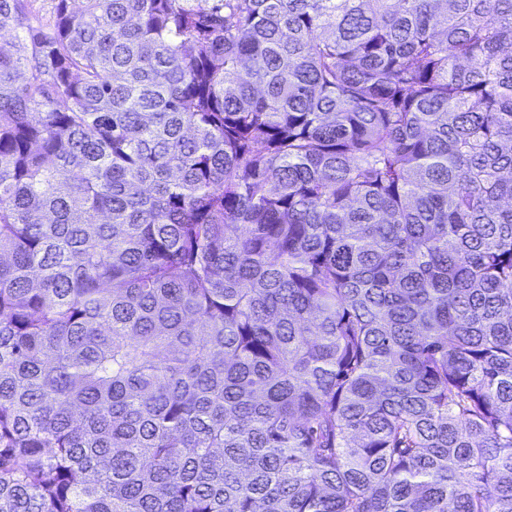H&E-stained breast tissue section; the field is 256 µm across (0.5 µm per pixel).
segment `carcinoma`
Listing matches in <instances>:
<instances>
[{"instance_id": "obj_1", "label": "carcinoma", "mask_w": 512, "mask_h": 512, "mask_svg": "<svg viewBox=\"0 0 512 512\" xmlns=\"http://www.w3.org/2000/svg\"><path fill=\"white\" fill-rule=\"evenodd\" d=\"M0 0V512H512V0Z\"/></svg>"}]
</instances>
